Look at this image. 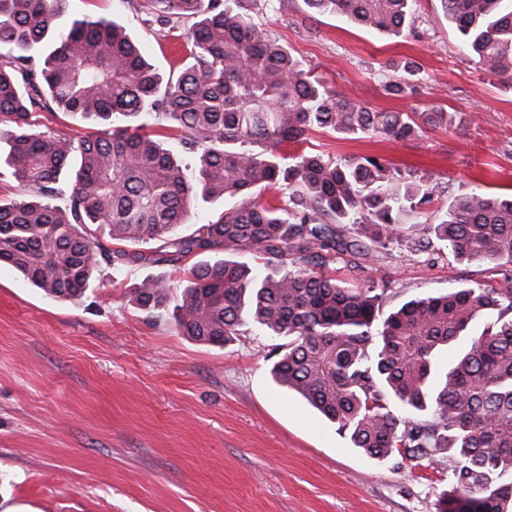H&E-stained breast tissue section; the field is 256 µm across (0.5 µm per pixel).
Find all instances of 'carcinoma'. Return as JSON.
<instances>
[{
    "mask_svg": "<svg viewBox=\"0 0 512 512\" xmlns=\"http://www.w3.org/2000/svg\"><path fill=\"white\" fill-rule=\"evenodd\" d=\"M64 2L0 0V179L29 190L0 198V263L44 295L74 300L103 263L118 272L243 250L275 259V276L226 258L184 270L173 306L179 331L225 344L251 323L288 339L273 380L353 447L379 461L446 454L451 490L441 512H512V278L385 313L387 282L349 286L323 268L338 254L367 258L404 245L401 217L431 202L429 181L397 176L374 157L281 151L313 129L413 141L453 126V115L374 112L337 94L258 27L251 0H143L153 22L194 19L190 62L167 81L115 20L58 27ZM305 2L398 37L413 0ZM441 4L476 65L511 79L512 0ZM420 73L404 63L385 91L415 96ZM41 111L98 130L60 137L40 128ZM152 120L181 133L184 152L147 134ZM283 185L285 203L263 197ZM217 199L235 205L179 232L197 203ZM434 239L458 262L512 265V196L457 199L410 249L426 252ZM170 288L164 276L148 277L131 295L154 314ZM488 316L495 321L480 327Z\"/></svg>",
    "mask_w": 512,
    "mask_h": 512,
    "instance_id": "cac0c4a2",
    "label": "carcinoma"
}]
</instances>
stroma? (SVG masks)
I'll list each match as a JSON object with an SVG mask.
<instances>
[{
    "label": "stroma",
    "mask_w": 512,
    "mask_h": 512,
    "mask_svg": "<svg viewBox=\"0 0 512 512\" xmlns=\"http://www.w3.org/2000/svg\"><path fill=\"white\" fill-rule=\"evenodd\" d=\"M142 0H67L65 27L83 16L124 24L164 77L191 49L190 21H144ZM254 19L329 87L376 112L435 107L459 123L411 142L309 132L284 153L334 160L376 156L426 176L432 202L404 218L435 224L473 191L512 194V84L480 70L440 0H415L404 34L383 37L304 0H255ZM424 70L417 97L386 95L404 59ZM183 265L100 266L78 300H59L0 264V512H439L448 462L376 461L269 367L280 338L245 325L232 341L200 343L171 314H148L129 292L143 279L179 282ZM337 278L388 281L392 311L473 280L502 284L488 265L397 249L338 258Z\"/></svg>",
    "instance_id": "stroma-1"
}]
</instances>
